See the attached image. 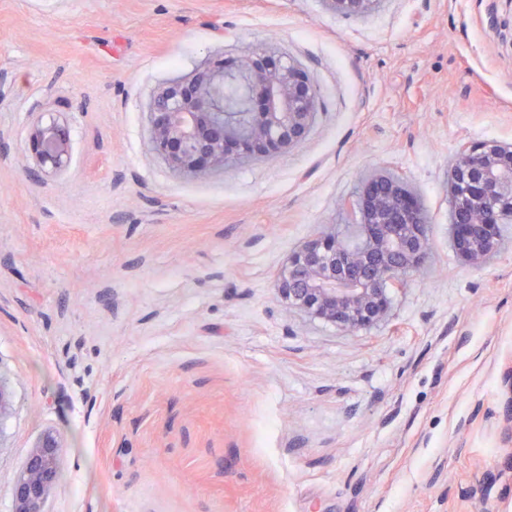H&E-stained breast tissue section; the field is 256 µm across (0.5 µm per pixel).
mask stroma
I'll return each mask as SVG.
<instances>
[{
    "label": "stroma",
    "mask_w": 512,
    "mask_h": 512,
    "mask_svg": "<svg viewBox=\"0 0 512 512\" xmlns=\"http://www.w3.org/2000/svg\"><path fill=\"white\" fill-rule=\"evenodd\" d=\"M319 92L290 150L193 180L150 146L169 81L258 46ZM0 512L44 432L49 512H512V223L451 248L461 143H512V0H0ZM72 160L38 175L32 125ZM386 168L428 214L388 320L290 309L288 255ZM326 9L345 17H362L377 7L379 0H321Z\"/></svg>",
    "instance_id": "stroma-1"
}]
</instances>
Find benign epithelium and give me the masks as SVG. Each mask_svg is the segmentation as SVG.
Here are the masks:
<instances>
[{"label": "benign epithelium", "instance_id": "obj_1", "mask_svg": "<svg viewBox=\"0 0 512 512\" xmlns=\"http://www.w3.org/2000/svg\"><path fill=\"white\" fill-rule=\"evenodd\" d=\"M322 2L334 14L362 17L379 0ZM228 85L241 95L232 109L224 107ZM317 108V88L300 66L257 47L236 60L217 59L160 90L148 113L151 146L176 175L198 178L287 151L306 137ZM29 145L46 174L71 162L69 133L56 119L34 124ZM447 186L452 247L463 262L481 268L500 248V225L512 222V143L463 146L449 167ZM344 206L359 216L356 240L325 225L288 257L275 288L306 316L355 331L388 319L387 286L403 284L423 268L429 242L424 211L401 176L371 173ZM61 455L51 432L34 445L14 486L15 512H46Z\"/></svg>", "mask_w": 512, "mask_h": 512}]
</instances>
